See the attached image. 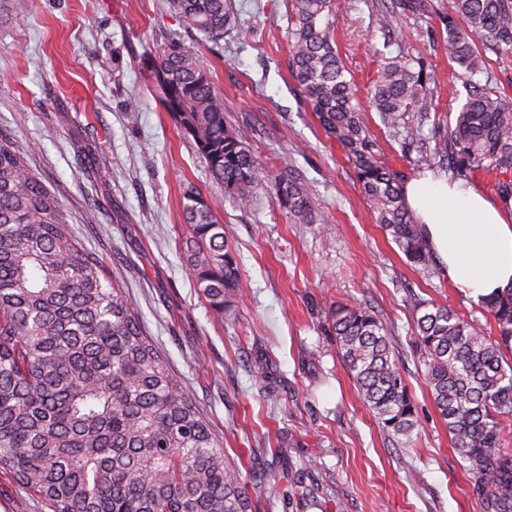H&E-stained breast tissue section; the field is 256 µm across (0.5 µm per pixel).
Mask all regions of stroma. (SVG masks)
<instances>
[{"mask_svg":"<svg viewBox=\"0 0 512 512\" xmlns=\"http://www.w3.org/2000/svg\"><path fill=\"white\" fill-rule=\"evenodd\" d=\"M0 0V130L30 151V165L69 214L71 235L138 306L140 320L177 379L223 437L244 476L276 480L258 512H484L425 383L416 346L420 302L454 308L493 328L443 269L419 272L376 224L346 151L304 101L288 67V0H235L237 21L220 43L189 32L165 0ZM336 45L376 158L404 180L419 172L389 137L371 85L396 54L423 57L438 92L420 127L446 136L467 91L441 47L448 0L425 18L385 26L377 0H334ZM177 41L196 52L223 94L232 123L272 170L308 180L325 224H297L278 205L225 201L165 111L151 74ZM138 103L137 122L126 107ZM194 187L217 209L241 270L229 315L202 299L182 259V193ZM373 307L417 409L410 437L388 435L361 401L332 332L335 303ZM265 380H256L255 366ZM319 488L308 507L302 486Z\"/></svg>","mask_w":512,"mask_h":512,"instance_id":"1","label":"stroma"}]
</instances>
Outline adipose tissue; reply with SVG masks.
Listing matches in <instances>:
<instances>
[{
    "mask_svg": "<svg viewBox=\"0 0 512 512\" xmlns=\"http://www.w3.org/2000/svg\"><path fill=\"white\" fill-rule=\"evenodd\" d=\"M403 195L455 288L476 303L512 288V210L445 175L410 180Z\"/></svg>",
    "mask_w": 512,
    "mask_h": 512,
    "instance_id": "adipose-tissue-1",
    "label": "adipose tissue"
}]
</instances>
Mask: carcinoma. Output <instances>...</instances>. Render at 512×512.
<instances>
[{
    "mask_svg": "<svg viewBox=\"0 0 512 512\" xmlns=\"http://www.w3.org/2000/svg\"><path fill=\"white\" fill-rule=\"evenodd\" d=\"M291 72L327 133L355 159L376 223L416 268L432 258L404 202L399 174L381 164L355 88L336 49L332 0H290ZM184 26L214 43L235 24L234 0H167ZM419 18L428 0H395ZM443 48L469 81L486 54H512V0H448ZM165 110L192 138L224 199L242 209L275 200L298 224L327 216L297 172L273 173L230 123L200 57L177 42L153 62ZM436 81L420 61L398 55L377 72L373 101L382 124L417 144L412 166L448 161L453 177L497 178L512 206V103L471 86L448 137L430 148L404 114H426ZM183 259L200 295L222 315L240 292V270L211 206L183 195ZM103 266L73 238L57 196L29 166L28 150L0 132V470L50 512H256L240 468L178 381L142 325L137 304L109 288ZM482 308L490 336L447 305L416 318L425 380L474 481L485 512H512V289ZM331 323L341 358L382 428L410 437L416 406L392 358V336L372 308L338 304Z\"/></svg>",
    "mask_w": 512,
    "mask_h": 512,
    "instance_id": "carcinoma-1",
    "label": "carcinoma"
}]
</instances>
